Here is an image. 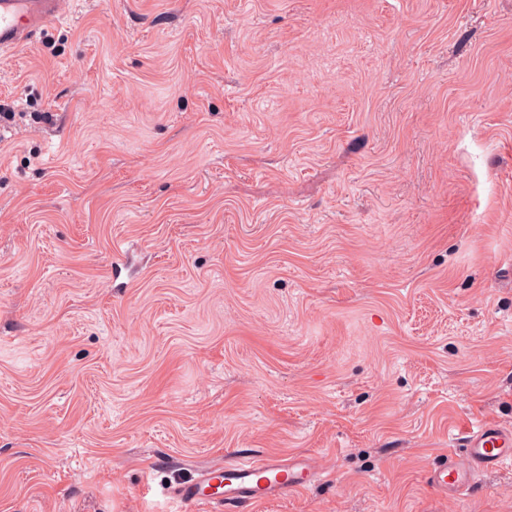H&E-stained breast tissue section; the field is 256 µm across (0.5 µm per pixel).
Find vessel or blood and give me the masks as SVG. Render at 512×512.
I'll list each match as a JSON object with an SVG mask.
<instances>
[{
  "instance_id": "b4317fda",
  "label": "vessel or blood",
  "mask_w": 512,
  "mask_h": 512,
  "mask_svg": "<svg viewBox=\"0 0 512 512\" xmlns=\"http://www.w3.org/2000/svg\"><path fill=\"white\" fill-rule=\"evenodd\" d=\"M74 0H0V53L23 47L33 36L57 22ZM512 466V430L483 424L470 431L463 448L440 456L428 476L443 494L459 492L475 473ZM309 458L270 455L252 460H221L202 466L190 484L170 489L185 507L220 505L224 512H253L256 505L288 497L316 477Z\"/></svg>"
}]
</instances>
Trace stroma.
Instances as JSON below:
<instances>
[{
    "instance_id": "obj_1",
    "label": "stroma",
    "mask_w": 512,
    "mask_h": 512,
    "mask_svg": "<svg viewBox=\"0 0 512 512\" xmlns=\"http://www.w3.org/2000/svg\"><path fill=\"white\" fill-rule=\"evenodd\" d=\"M1 112L0 512H512L427 481L512 428V0H76ZM318 474L307 457L224 459L200 467L195 482L171 487L170 496L185 507L217 504L225 512H252L258 504L288 497L304 488ZM212 486H216L214 494H201Z\"/></svg>"
}]
</instances>
